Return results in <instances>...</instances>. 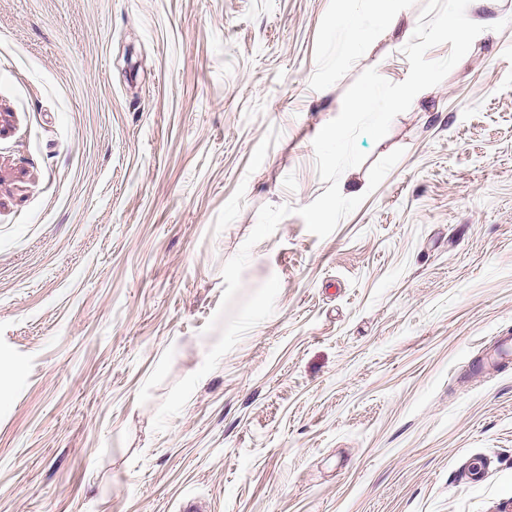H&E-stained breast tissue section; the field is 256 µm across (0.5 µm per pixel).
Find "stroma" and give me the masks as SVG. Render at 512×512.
<instances>
[{
    "label": "stroma",
    "mask_w": 512,
    "mask_h": 512,
    "mask_svg": "<svg viewBox=\"0 0 512 512\" xmlns=\"http://www.w3.org/2000/svg\"><path fill=\"white\" fill-rule=\"evenodd\" d=\"M424 0H0V512H512V0L326 238L313 140ZM505 21L502 31L492 25ZM404 155L376 190L369 165ZM273 315L197 385L235 256Z\"/></svg>",
    "instance_id": "stroma-1"
}]
</instances>
